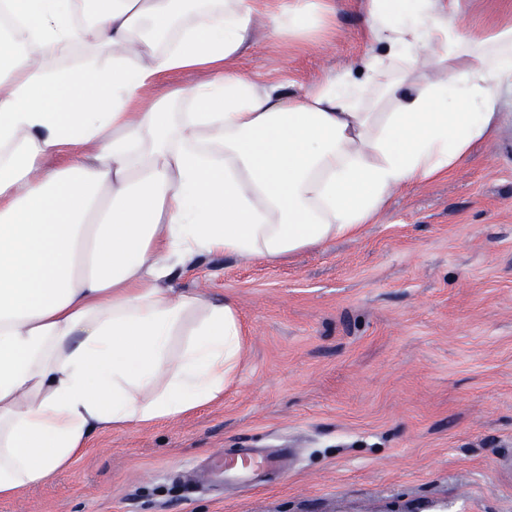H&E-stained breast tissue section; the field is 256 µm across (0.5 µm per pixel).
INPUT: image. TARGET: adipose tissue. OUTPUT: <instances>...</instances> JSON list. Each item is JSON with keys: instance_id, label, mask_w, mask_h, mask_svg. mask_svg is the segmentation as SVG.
<instances>
[{"instance_id": "obj_1", "label": "adipose tissue", "mask_w": 512, "mask_h": 512, "mask_svg": "<svg viewBox=\"0 0 512 512\" xmlns=\"http://www.w3.org/2000/svg\"><path fill=\"white\" fill-rule=\"evenodd\" d=\"M363 52L300 92L241 55L309 0H0V499L99 432L224 397L233 299L174 288L197 258L278 262L357 236L390 194L447 177L512 86V25L461 0H346ZM200 70L189 92L163 80ZM466 11L462 17V23L473 28L480 29L492 23L510 21L511 7L505 9L503 6H511L512 0H469L466 2Z\"/></svg>"}]
</instances>
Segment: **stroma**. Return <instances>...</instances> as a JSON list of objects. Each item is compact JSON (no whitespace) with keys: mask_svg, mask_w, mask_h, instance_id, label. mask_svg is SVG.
<instances>
[{"mask_svg":"<svg viewBox=\"0 0 512 512\" xmlns=\"http://www.w3.org/2000/svg\"><path fill=\"white\" fill-rule=\"evenodd\" d=\"M337 9L310 38L256 31L249 72L302 89L363 50ZM178 288L227 295L245 345L222 402L105 432L0 512H512V88L490 144L448 178L395 191L378 223L282 262L199 258ZM287 455L238 486L236 449Z\"/></svg>","mask_w":512,"mask_h":512,"instance_id":"1","label":"stroma"}]
</instances>
